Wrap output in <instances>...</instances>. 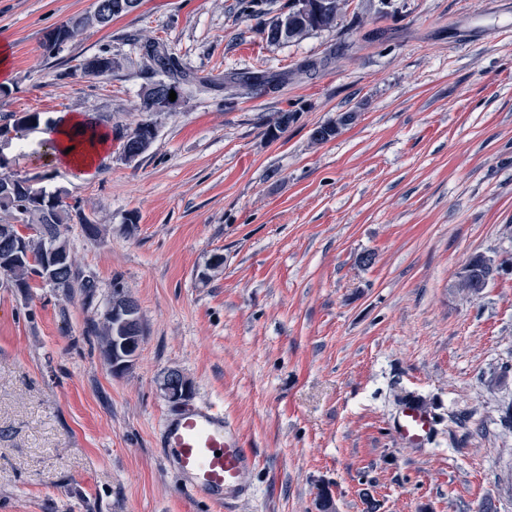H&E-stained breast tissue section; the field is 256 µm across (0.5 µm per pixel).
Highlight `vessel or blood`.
Wrapping results in <instances>:
<instances>
[{"mask_svg": "<svg viewBox=\"0 0 512 512\" xmlns=\"http://www.w3.org/2000/svg\"><path fill=\"white\" fill-rule=\"evenodd\" d=\"M435 430L433 414L413 399L403 403L391 426L392 436L408 448L429 446ZM161 438L188 493L219 510L227 500L250 496L253 458L217 408L189 407L165 418Z\"/></svg>", "mask_w": 512, "mask_h": 512, "instance_id": "obj_1", "label": "vessel or blood"}]
</instances>
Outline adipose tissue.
<instances>
[{"label": "adipose tissue", "mask_w": 512, "mask_h": 512, "mask_svg": "<svg viewBox=\"0 0 512 512\" xmlns=\"http://www.w3.org/2000/svg\"><path fill=\"white\" fill-rule=\"evenodd\" d=\"M44 138L50 145L45 156L48 164L68 166L88 177L106 154L110 136L102 129L90 126L83 116L73 115L50 126Z\"/></svg>", "instance_id": "ef3b65f1"}]
</instances>
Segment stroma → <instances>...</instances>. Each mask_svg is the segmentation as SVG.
Listing matches in <instances>:
<instances>
[{
	"instance_id": "obj_1",
	"label": "stroma",
	"mask_w": 512,
	"mask_h": 512,
	"mask_svg": "<svg viewBox=\"0 0 512 512\" xmlns=\"http://www.w3.org/2000/svg\"><path fill=\"white\" fill-rule=\"evenodd\" d=\"M378 6L348 0L337 28L271 45L239 0H140L49 52L94 0H0V125L40 116L0 139V171L74 205L70 252L97 284L89 306L0 285V512H213L158 445L171 368L256 457L231 512H317L322 488L336 512H512V0ZM138 36L200 76L288 80L231 109L212 91L154 113L130 163L153 79ZM97 54L118 68L76 73ZM345 112L357 121L312 141ZM72 114L112 120L88 178L43 159L42 132ZM475 255L500 271L466 298ZM116 280L144 328L118 377L89 332ZM408 396L437 418L429 449L387 429ZM119 16H104L103 14L94 12L90 16L82 17L81 27L74 33L75 23H67L64 26H60L50 32L47 37V44L55 49L56 47L66 43L67 41L74 39L79 31L86 25L95 24L101 27H107L112 23V20ZM74 33V34H73Z\"/></svg>"
}]
</instances>
